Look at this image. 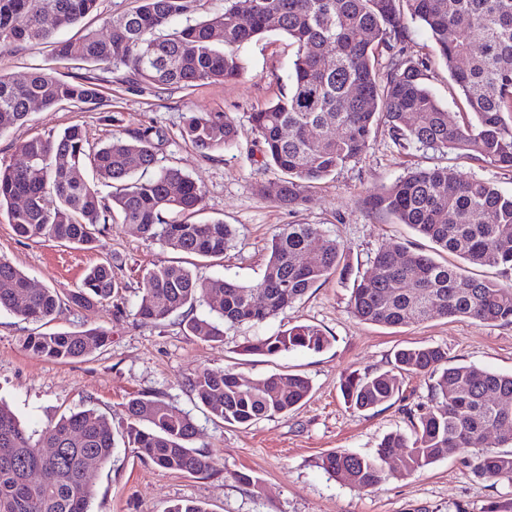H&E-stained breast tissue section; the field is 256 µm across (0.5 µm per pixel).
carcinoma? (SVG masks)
Returning <instances> with one entry per match:
<instances>
[{"label": "carcinoma", "instance_id": "1", "mask_svg": "<svg viewBox=\"0 0 512 512\" xmlns=\"http://www.w3.org/2000/svg\"><path fill=\"white\" fill-rule=\"evenodd\" d=\"M135 8L102 18V35L85 30L75 39L53 40L55 28L79 24L97 11L98 0H0V49L49 43L56 59L79 66L104 65L128 82L159 90L229 82L244 72L238 48L268 31V15L279 14L278 30L296 48L288 91L251 113L263 144L264 166L282 177L277 205L290 212L317 182L366 152L373 124L384 120L400 145L453 150L478 162L512 170V0H224L223 11L170 28L191 13L194 0H138ZM419 22L435 42L470 117L448 122V112L425 84L427 63L406 53L404 15ZM224 30V49L212 38ZM388 70H377L381 53ZM45 108L62 103L103 105L99 78L72 79L53 68H37L23 80L0 73V132L27 120V103ZM180 135L204 156L233 148L238 129L222 112H191ZM158 132L146 127L87 146L76 125L19 145L20 162L0 161V210L7 209L17 236L91 246L106 224L130 226L145 241L202 258L224 255L233 241L220 220L194 222L205 194L188 175L158 165ZM91 171L96 181L86 177ZM151 173L137 178L135 174ZM112 188L101 195L97 184ZM26 205H16L19 200ZM370 208L394 215L439 250L470 266L512 271V194L448 168L413 171L368 200ZM322 241L312 263L306 251ZM345 248L318 224H285L272 238L263 277L252 284L203 282L183 266L148 272L135 307L142 320L163 323L175 314L205 341H220L224 326L262 324L336 273ZM217 288L219 308L199 316L196 308ZM121 283L104 260L85 274L66 302L92 307L112 301ZM64 301L53 288L30 287L29 277L0 259V310L26 320L50 319ZM360 321L398 327L435 315L512 323V284L466 275L458 265L398 246L378 252L370 274L356 280L349 299ZM103 329L31 336L26 348L39 357L85 358L105 345ZM330 340L318 327L297 325L243 347L275 356L296 348L320 351ZM401 374L431 378L433 407L411 421V434L392 432L373 456L331 452L321 458L330 476L358 489H373L386 467L412 475L455 454L479 477L512 482V434L504 451L483 446L485 435L504 421L512 426V374L475 365H448V352L423 345L394 354L391 370L352 373L341 384L350 408L366 411L392 400ZM198 401L216 419L249 425L288 414L310 394L307 378L273 374L261 380L231 370L198 371L190 380ZM126 425L112 428L93 408L62 415L34 432L0 402V512H90L97 472L118 445L173 472L203 475L206 456L189 447L196 427L189 414L150 398L125 407ZM45 448L58 449L55 455Z\"/></svg>", "mask_w": 512, "mask_h": 512}]
</instances>
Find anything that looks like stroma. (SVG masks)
I'll return each instance as SVG.
<instances>
[{"label":"stroma","mask_w":512,"mask_h":512,"mask_svg":"<svg viewBox=\"0 0 512 512\" xmlns=\"http://www.w3.org/2000/svg\"><path fill=\"white\" fill-rule=\"evenodd\" d=\"M411 54L429 63L426 84L448 117L460 120L462 97L426 29L407 24ZM295 49L270 30L241 52L245 72L229 83H205L161 91L129 86L108 70H98L104 104L90 108L62 104L36 108L26 124L0 133V158L15 161L18 147L33 137L80 126L90 146L156 127L162 140L161 165L189 175L205 193L201 220H221L235 231L223 257L204 259L144 241L123 224L109 225L96 248L18 237L0 213V258L9 260L39 287L67 295L102 258L124 288L112 304L90 308L63 306L48 322H30L0 311V401L29 429H41L61 415L95 408L113 428L125 421L124 407L135 397L157 398L190 414L198 433L193 448L206 455L209 474L193 476L159 469L128 448L115 449L111 463L98 471L91 512H166L174 502L193 500L208 512H512V484L475 476L459 456L444 457L410 475H392L375 489H357L330 477L319 466L330 452L374 455L385 435L408 432V413L431 405V380L404 376L396 397L369 411L345 404L340 384L353 372L390 370L396 350L421 344L448 351L452 365H475L512 373V323H482L467 318L433 317L401 327L360 322L349 311L353 283L370 268L378 251L410 243L431 250L429 240L390 214L370 209L369 196L416 169L454 168L512 194V171L469 160L451 150L393 142L384 122H376L362 158L318 182L295 212L278 207L273 186L279 174L262 166V146L250 114L288 88ZM223 112L239 130L237 148L204 157L180 136L185 113ZM318 224L346 248L347 273L318 282L275 318L225 328L224 339L207 342L186 333L180 316L161 324L135 315V303L149 269L181 265L203 281L234 279L251 284L262 278L267 245L283 224ZM311 324L329 337L319 351L297 349L277 356L244 354L257 337ZM101 327L108 341L91 356L69 361L38 357L25 348L41 332ZM233 370L251 379L275 373L300 374L312 384L306 403L288 415L248 426L211 417L187 380L197 371ZM251 483L237 481V474Z\"/></svg>","instance_id":"35a3bbf8"}]
</instances>
